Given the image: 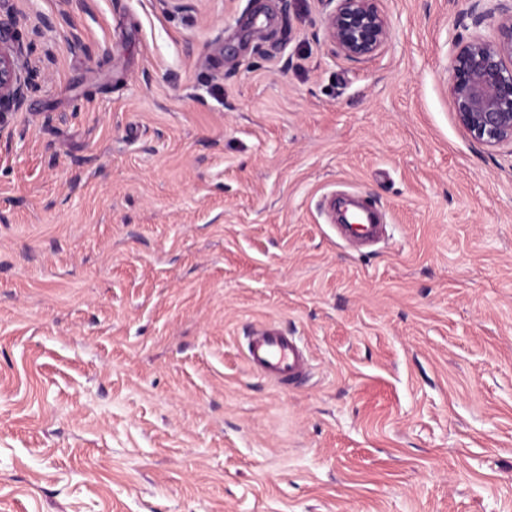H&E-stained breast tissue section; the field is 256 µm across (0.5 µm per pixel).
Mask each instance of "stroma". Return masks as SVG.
Wrapping results in <instances>:
<instances>
[{"label": "stroma", "instance_id": "35a3bbf8", "mask_svg": "<svg viewBox=\"0 0 512 512\" xmlns=\"http://www.w3.org/2000/svg\"><path fill=\"white\" fill-rule=\"evenodd\" d=\"M8 0L0 512H512V147L459 124L494 0ZM386 234L355 250L330 198ZM310 375L251 369L250 331ZM336 2L326 19L329 38L350 59L375 55L388 37L387 18L380 0H330ZM0 5V122L4 111L22 109L35 88L34 73L23 63L29 43L13 16ZM246 358L252 369L280 387L294 385L309 373L305 348L271 322L263 324L254 333Z\"/></svg>", "mask_w": 512, "mask_h": 512}]
</instances>
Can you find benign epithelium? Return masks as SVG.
I'll return each instance as SVG.
<instances>
[{"label":"benign epithelium","mask_w":512,"mask_h":512,"mask_svg":"<svg viewBox=\"0 0 512 512\" xmlns=\"http://www.w3.org/2000/svg\"><path fill=\"white\" fill-rule=\"evenodd\" d=\"M329 38L350 59L375 55L388 37L380 0H329ZM498 37L453 44L449 92L458 122L489 147L512 146V6L499 8ZM29 43L9 13L0 17V112L22 109L35 88L23 63Z\"/></svg>","instance_id":"7a95c632"}]
</instances>
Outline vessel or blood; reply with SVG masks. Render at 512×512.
I'll use <instances>...</instances> for the list:
<instances>
[{
	"label": "vessel or blood",
	"mask_w": 512,
	"mask_h": 512,
	"mask_svg": "<svg viewBox=\"0 0 512 512\" xmlns=\"http://www.w3.org/2000/svg\"><path fill=\"white\" fill-rule=\"evenodd\" d=\"M377 216L376 208L360 203L354 215V223L343 225V235L349 239L366 241L378 239L383 228L378 224ZM247 363L281 387L294 385L309 373L305 348L271 322L263 324L252 336Z\"/></svg>",
	"instance_id": "vessel-or-blood-1"
}]
</instances>
